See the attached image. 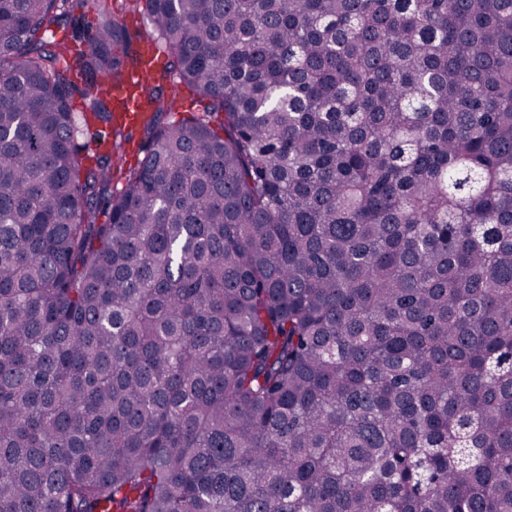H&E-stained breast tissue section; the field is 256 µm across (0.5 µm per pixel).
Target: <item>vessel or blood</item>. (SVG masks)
<instances>
[{
	"label": "vessel or blood",
	"mask_w": 512,
	"mask_h": 512,
	"mask_svg": "<svg viewBox=\"0 0 512 512\" xmlns=\"http://www.w3.org/2000/svg\"><path fill=\"white\" fill-rule=\"evenodd\" d=\"M141 62L130 71L125 81L111 89L112 108L118 123L135 127L150 119L141 98V84L146 74L159 70L162 56L155 47L147 45L140 50Z\"/></svg>",
	"instance_id": "vessel-or-blood-1"
}]
</instances>
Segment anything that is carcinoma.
Returning a JSON list of instances; mask_svg holds the SVG:
<instances>
[{"mask_svg":"<svg viewBox=\"0 0 512 512\" xmlns=\"http://www.w3.org/2000/svg\"><path fill=\"white\" fill-rule=\"evenodd\" d=\"M85 3L0 0V512H512V0H129L138 128ZM140 65L130 71L125 81L111 89L112 108L118 123L135 127L149 121L151 114L145 111L141 98V83L146 74L160 69L162 54L155 47L146 45L140 50Z\"/></svg>","mask_w":512,"mask_h":512,"instance_id":"obj_1","label":"carcinoma"}]
</instances>
